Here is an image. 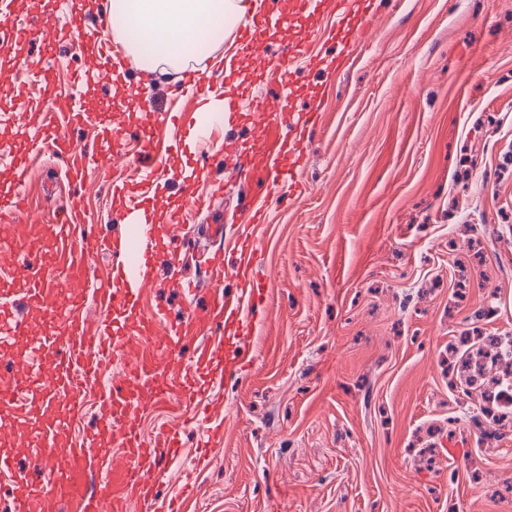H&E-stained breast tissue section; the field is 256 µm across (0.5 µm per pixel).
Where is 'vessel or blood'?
I'll return each instance as SVG.
<instances>
[{"label": "vessel or blood", "mask_w": 512, "mask_h": 512, "mask_svg": "<svg viewBox=\"0 0 512 512\" xmlns=\"http://www.w3.org/2000/svg\"><path fill=\"white\" fill-rule=\"evenodd\" d=\"M270 0H252V10L239 26L234 48L244 56L253 55L259 44L258 31L296 22L309 24L312 14L323 10L334 14L333 36L340 52L337 69H344L350 55L363 42L369 27L371 0H283L278 11H270ZM67 22L45 23L47 43L70 39L85 31L86 17L81 0H66ZM95 61L93 72L106 69L119 72L126 58L113 46L94 42L85 49ZM289 60L305 69L319 70L323 59L313 56L303 39L288 45ZM196 85L198 103L218 98L229 117L246 119L254 127L249 143L228 142L223 154L206 147L207 134L193 124L187 113L152 112L148 115L147 135L163 127L175 134L166 153L191 157L213 167L225 156L237 159L234 180L247 193L240 207L238 222L225 226L217 219L196 227L198 237L219 247L207 258L206 285L211 290L206 308L194 311L178 328L159 335L155 323L143 321L138 335H129L122 319L136 314L142 295L156 288L154 272L158 254L164 247L162 230L146 220L154 201L141 189L127 192L125 209L140 215L136 226L139 259L125 261L99 272L102 282L96 293L104 319L93 321L84 313L78 285L86 276V260L93 250L111 249V242L99 239L92 225L83 223L80 199H73L59 224H16L0 227V242L18 256L13 270L0 273V359L11 372L0 384V406L37 401L43 405L41 421L30 442L29 453L39 468L35 482L18 496L14 512H40L48 497L70 496L73 512H128L131 500H138L146 512H191L194 503L192 483H184L170 495L157 494V478L165 465L184 462L195 472L207 451L220 446L223 429L215 418L223 402L217 389L223 379L242 375L249 368L241 355L242 346L251 344L267 301L268 281L260 278L264 265V241L269 222L266 201L285 200L298 187V174L307 162L304 141L310 129L322 119L324 88L298 84L279 76L281 93L268 99L237 90L233 74L214 80L208 73L190 71ZM296 99L307 101V108L293 110ZM57 114L47 111L43 134L30 142V149L50 148L74 155L68 175L71 181L82 178L86 159L56 133ZM28 206L26 193L16 184L0 185V210L19 211ZM237 279L239 288L232 295L219 289L224 275ZM40 311L42 341L31 347L30 357L9 355L13 343L34 335L29 311ZM101 384L98 405L99 428L85 437L84 452L55 451L57 434L66 425V415L83 407V391L88 381ZM184 407L187 423L200 434V449L191 454L181 448L176 433L160 426L151 436L144 435L132 407H156L170 401ZM80 477L83 488L72 493V477Z\"/></svg>", "instance_id": "obj_1"}]
</instances>
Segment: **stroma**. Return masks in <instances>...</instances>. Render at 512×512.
<instances>
[{"instance_id": "stroma-1", "label": "stroma", "mask_w": 512, "mask_h": 512, "mask_svg": "<svg viewBox=\"0 0 512 512\" xmlns=\"http://www.w3.org/2000/svg\"><path fill=\"white\" fill-rule=\"evenodd\" d=\"M34 60L99 122L57 129L90 159L82 184L46 150L20 173L0 164V183L22 178L29 193L0 224L55 223L78 195L97 236L131 239L117 190L138 184L149 158L129 93L140 87L160 111L183 105L192 94L181 71L150 77L133 58L122 77L78 87V44L45 49L37 25L0 54L22 73ZM294 78L331 91L303 189L273 221L269 311L246 350L250 371L224 390V440L198 475L194 512H512V431L485 446L471 426L480 398L444 363L460 337L512 336V0H375L345 70L299 67ZM49 105L41 85L23 101L0 87V155L33 139ZM170 166L155 217L190 183L192 223L213 208L234 222L226 168L206 178ZM211 178L224 184L212 202ZM206 246L183 231L160 254L141 314L161 311V330L206 303V291H187ZM41 410L13 424L16 474L0 480V512L37 478L26 443Z\"/></svg>"}]
</instances>
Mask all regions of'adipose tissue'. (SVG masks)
Returning <instances> with one entry per match:
<instances>
[{
    "label": "adipose tissue",
    "instance_id": "obj_1",
    "mask_svg": "<svg viewBox=\"0 0 512 512\" xmlns=\"http://www.w3.org/2000/svg\"><path fill=\"white\" fill-rule=\"evenodd\" d=\"M247 12L246 0H111L109 16L128 33L129 52L152 72L181 68L216 26L233 27Z\"/></svg>",
    "mask_w": 512,
    "mask_h": 512
}]
</instances>
